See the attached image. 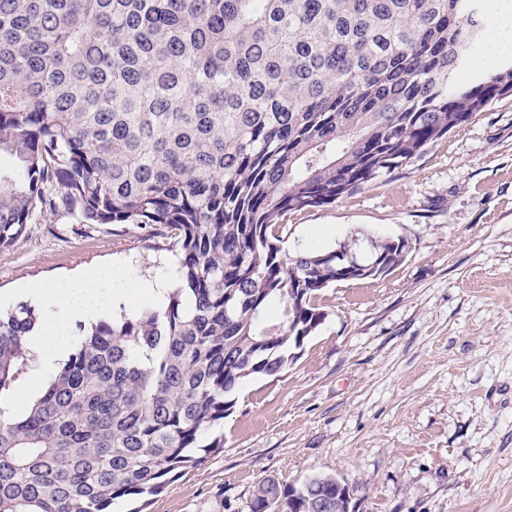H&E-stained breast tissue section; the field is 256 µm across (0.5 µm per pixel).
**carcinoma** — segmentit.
Segmentation results:
<instances>
[{"label": "carcinoma", "mask_w": 512, "mask_h": 512, "mask_svg": "<svg viewBox=\"0 0 512 512\" xmlns=\"http://www.w3.org/2000/svg\"><path fill=\"white\" fill-rule=\"evenodd\" d=\"M484 29L473 0H0V250L67 210L173 229L180 252L163 306L77 324L21 407L41 311L0 313V512H111L224 447L209 432L234 391L322 324L315 295L374 277L358 260L336 276L334 248L288 256L285 216L512 95V60L455 80ZM300 489L263 481L250 512H311Z\"/></svg>", "instance_id": "cac0c4a2"}]
</instances>
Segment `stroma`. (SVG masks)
<instances>
[{
	"label": "stroma",
	"mask_w": 512,
	"mask_h": 512,
	"mask_svg": "<svg viewBox=\"0 0 512 512\" xmlns=\"http://www.w3.org/2000/svg\"><path fill=\"white\" fill-rule=\"evenodd\" d=\"M288 254L403 240L378 278L319 292L325 319L288 369L252 377L214 428L224 446L115 512H249L267 478L330 474L355 512H512V96L411 163L319 208L289 212ZM175 234L45 213L0 250V311L24 289L111 266L166 272Z\"/></svg>",
	"instance_id": "stroma-1"
}]
</instances>
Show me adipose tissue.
<instances>
[{
  "label": "adipose tissue",
  "instance_id": "adipose-tissue-1",
  "mask_svg": "<svg viewBox=\"0 0 512 512\" xmlns=\"http://www.w3.org/2000/svg\"><path fill=\"white\" fill-rule=\"evenodd\" d=\"M175 284V272L170 269L162 276L129 280L118 288L112 269L96 268L82 271L64 287L30 294L31 305L48 312L28 340L38 367L47 369L67 358L74 347L72 330L76 324L95 322L121 306L135 310L146 297L163 304Z\"/></svg>",
  "mask_w": 512,
  "mask_h": 512
}]
</instances>
